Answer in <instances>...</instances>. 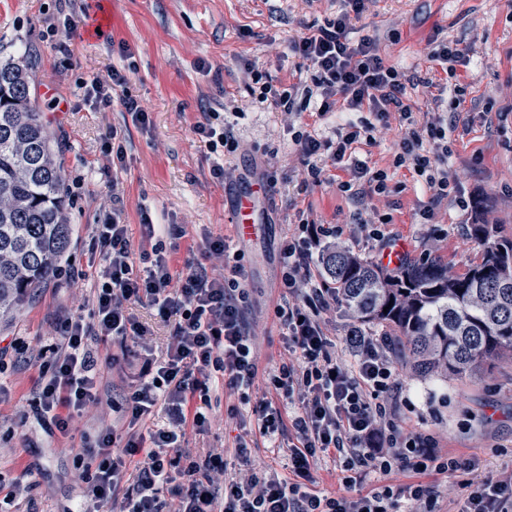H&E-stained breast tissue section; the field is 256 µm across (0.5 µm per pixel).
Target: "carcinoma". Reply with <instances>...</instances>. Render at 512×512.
<instances>
[{
    "mask_svg": "<svg viewBox=\"0 0 512 512\" xmlns=\"http://www.w3.org/2000/svg\"><path fill=\"white\" fill-rule=\"evenodd\" d=\"M470 236L482 251L463 273L409 260L389 276L346 249L327 250L322 266L352 316L385 328L411 372L463 379L512 355V238L479 219ZM71 238L63 167L27 67L0 61V317L58 275Z\"/></svg>",
    "mask_w": 512,
    "mask_h": 512,
    "instance_id": "cac0c4a2",
    "label": "carcinoma"
}]
</instances>
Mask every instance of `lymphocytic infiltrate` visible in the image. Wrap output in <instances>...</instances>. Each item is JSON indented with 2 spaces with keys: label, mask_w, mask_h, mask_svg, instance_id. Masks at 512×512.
I'll return each instance as SVG.
<instances>
[{
  "label": "lymphocytic infiltrate",
  "mask_w": 512,
  "mask_h": 512,
  "mask_svg": "<svg viewBox=\"0 0 512 512\" xmlns=\"http://www.w3.org/2000/svg\"><path fill=\"white\" fill-rule=\"evenodd\" d=\"M346 2L347 9L334 19L288 45L312 67L311 84L279 91L266 82L257 95L258 102L297 116L310 107L322 116L371 112V120L348 124L332 139L293 132L307 180L315 185L323 173L319 158L334 167L352 160L354 145L375 144L377 123H388L391 113L405 121L411 118L404 102L405 72L386 62L374 38L350 37L352 21L363 13L366 0ZM127 83L126 75L115 69L107 80L93 81L86 94L107 106L116 99L113 89L121 88L117 99L136 124L149 128V114L126 92ZM447 129L442 114L433 113L422 129L405 133L394 155V166L412 167L425 180L430 198L420 216L428 224L447 198H454L460 208L469 206L457 194L448 166ZM140 227L149 247L138 251L125 222L121 184L113 182L112 210L93 228L99 269L90 288V314L76 312L60 322L52 359L35 348L17 351L20 359L39 366L36 421L50 437L69 435L73 418L100 403L102 362H116L118 353L133 348L140 356L130 391L112 403L113 412L127 422L126 432L106 425L81 439L85 490L79 512H100L108 505L118 512H400L405 504L436 512L431 487L418 479L361 489L372 474L453 476L463 465L436 451L429 436L403 429L395 413L381 405V397L399 388L397 369L381 341L352 325L344 344L354 366L346 367L333 354L320 313L335 300L336 291L314 272L329 231L304 218L280 248L282 292L274 314L288 359L269 374L273 394L253 407L248 434L237 439L236 452L246 471L227 476L224 454L218 450L201 459L185 451L188 432L210 430L213 395L223 389H249L258 378V358L244 322V256L226 237L209 235L199 259L177 277L163 240L182 237L181 226L154 223L144 212ZM135 303L173 321L164 354H156L150 329L130 313ZM102 342L111 343L115 354L102 355ZM159 405L166 410L168 425L154 430L146 421ZM288 427L296 441L288 448L287 474L251 461L248 436L275 445ZM324 460L339 467L342 494L317 490L314 468ZM458 487L457 512H512V474L467 478Z\"/></svg>",
  "instance_id": "obj_1"
}]
</instances>
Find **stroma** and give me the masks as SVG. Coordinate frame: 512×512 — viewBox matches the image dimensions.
Wrapping results in <instances>:
<instances>
[{"label": "stroma", "instance_id": "stroma-1", "mask_svg": "<svg viewBox=\"0 0 512 512\" xmlns=\"http://www.w3.org/2000/svg\"><path fill=\"white\" fill-rule=\"evenodd\" d=\"M118 16L104 36H91L89 24L97 0H0V59L27 65L30 94L54 133L66 179L73 227L70 251L59 276L37 289L10 319H0V338L52 349L59 318L86 303L92 283L89 267L91 226L111 210L110 187L120 180L124 217L132 235L140 233V212L155 223L183 225L186 235L167 240L172 268L181 271L198 258L195 243L205 234L232 238L245 254L249 299L245 321L254 338L260 370H276L287 358L274 306L282 291L279 245L308 215L335 227L336 243L373 265L378 249L367 243V223L406 239L408 258L435 260L461 273L481 251L468 234L474 217L512 237V0H369L354 22L356 35L377 38L382 55L414 78L430 77V90L407 89L413 124L424 126L435 97L461 99L448 115V164L462 194L477 209L443 204L435 221L423 223L420 211L429 193L412 168L393 164V147L409 124L391 115L377 144H359L358 159L385 170L388 191L355 202L340 192L350 170L327 168L324 183H304L303 163L288 131V118L256 103L247 72L255 65L276 86L310 83L311 70L288 50L289 39L335 18L343 0H112ZM69 18V41L81 67H68L52 53L46 22ZM461 41L471 48V63L447 79L427 58L432 41ZM128 45L123 58L118 43ZM125 72L131 94L150 114L149 130L134 125L120 101L95 107L84 94L111 69ZM59 106H52V99ZM220 113L239 142L226 157L229 173L220 181L211 173L217 156L193 132L208 113ZM117 129L126 167L113 171L101 152L104 134ZM278 173L263 210L261 236L239 240L227 218L233 197L265 169ZM402 392L391 400L405 429L432 436L438 451L460 459L478 457L480 474L512 470V358L488 361L473 375L421 377L398 370ZM36 367L19 361L0 369V474L6 483L30 485L20 512H74L83 495L75 477L78 460L69 442L44 435L31 400ZM265 393L256 386L221 398L218 418L203 435L188 434L192 455L220 448L237 465L239 427L227 410L250 414Z\"/></svg>", "mask_w": 512, "mask_h": 512}]
</instances>
